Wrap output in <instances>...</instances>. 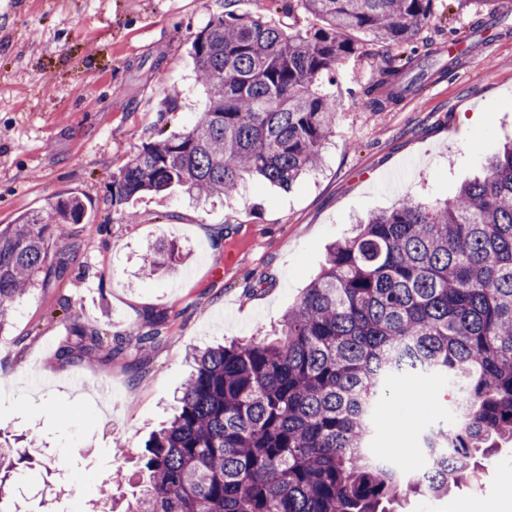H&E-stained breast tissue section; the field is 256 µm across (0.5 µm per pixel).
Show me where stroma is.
<instances>
[{"label":"stroma","mask_w":512,"mask_h":512,"mask_svg":"<svg viewBox=\"0 0 512 512\" xmlns=\"http://www.w3.org/2000/svg\"><path fill=\"white\" fill-rule=\"evenodd\" d=\"M223 0H21L0 16V224L47 211L61 194L86 204L63 244L64 278L19 300L0 333V429L38 434L41 465L23 470L10 496L21 512H93L114 467L128 462L124 493L142 480L133 459L172 416L188 354L272 334L319 272L327 245L359 217L407 194L452 197L512 133V0H437L416 36L443 69L424 87L374 112L366 89L387 55L371 43L336 73V125L322 165L284 190L246 179L236 197L196 202L174 190L131 200L134 224L114 213L112 178L157 130L179 133L204 108L188 53L191 31ZM498 14L500 43L475 31ZM466 40L449 62L442 46ZM176 110L162 114L166 97ZM176 244L175 269L146 277L143 255ZM158 320L145 355L106 348L55 359L75 326L129 336ZM446 380L406 374L375 409L378 448L423 465V439L446 424ZM512 451L485 462L479 483L441 500L408 497L404 512H512Z\"/></svg>","instance_id":"stroma-1"}]
</instances>
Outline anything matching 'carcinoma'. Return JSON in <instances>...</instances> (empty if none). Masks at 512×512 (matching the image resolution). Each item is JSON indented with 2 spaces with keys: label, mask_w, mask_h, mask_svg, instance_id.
I'll use <instances>...</instances> for the list:
<instances>
[{
  "label": "carcinoma",
  "mask_w": 512,
  "mask_h": 512,
  "mask_svg": "<svg viewBox=\"0 0 512 512\" xmlns=\"http://www.w3.org/2000/svg\"><path fill=\"white\" fill-rule=\"evenodd\" d=\"M224 0L191 34L206 107L180 134H157L112 181V207L174 188L230 197L245 178L289 189L317 167L336 125V68L367 38L398 50L368 90L378 109L416 87L411 49L434 0H269L319 24L284 28ZM84 201L0 224V323L20 297L67 267L53 263L61 224ZM175 246L145 256L146 275L171 268ZM153 328L109 351H149ZM59 360L102 346L73 329ZM408 372L449 379L453 420L426 441L428 468L369 447L377 404ZM512 439V136L481 177L442 202L405 196L330 245L321 272L284 316L274 340L199 350L169 425L141 456L147 489L124 512H395L410 494L446 498L480 478V462ZM27 448L0 443V512Z\"/></svg>",
  "instance_id": "carcinoma-1"
}]
</instances>
